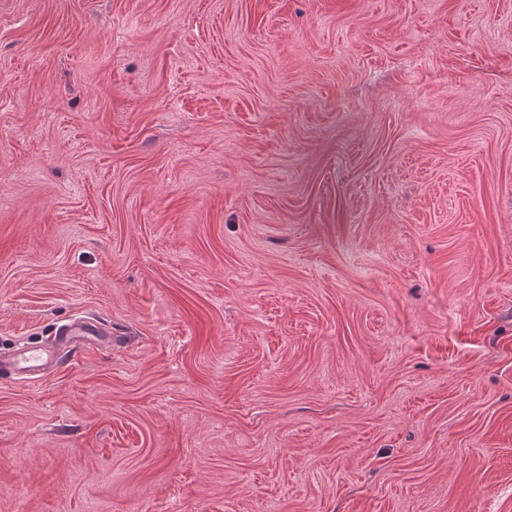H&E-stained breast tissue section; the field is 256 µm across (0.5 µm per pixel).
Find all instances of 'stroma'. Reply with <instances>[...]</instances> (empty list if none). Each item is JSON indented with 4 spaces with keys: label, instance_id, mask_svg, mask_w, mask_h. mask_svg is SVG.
Returning <instances> with one entry per match:
<instances>
[{
    "label": "stroma",
    "instance_id": "stroma-1",
    "mask_svg": "<svg viewBox=\"0 0 512 512\" xmlns=\"http://www.w3.org/2000/svg\"><path fill=\"white\" fill-rule=\"evenodd\" d=\"M0 512H512V0H0ZM58 336V349L48 350L39 346H21L8 356L7 360L0 359V369L5 363L20 376H36L48 365L58 360L59 351L71 352L87 343L99 340L110 334L93 319L81 318L60 326L56 332Z\"/></svg>",
    "mask_w": 512,
    "mask_h": 512
}]
</instances>
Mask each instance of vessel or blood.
Returning <instances> with one entry per match:
<instances>
[{
    "label": "vessel or blood",
    "instance_id": "obj_1",
    "mask_svg": "<svg viewBox=\"0 0 512 512\" xmlns=\"http://www.w3.org/2000/svg\"><path fill=\"white\" fill-rule=\"evenodd\" d=\"M103 335L102 327L95 320L75 319L58 328L57 349L48 350L24 345L10 353L6 363L17 375L36 376L43 368L57 362L59 351H73L91 341L101 339Z\"/></svg>",
    "mask_w": 512,
    "mask_h": 512
}]
</instances>
